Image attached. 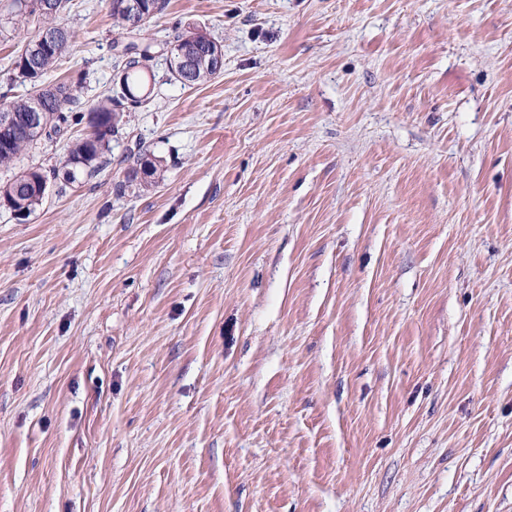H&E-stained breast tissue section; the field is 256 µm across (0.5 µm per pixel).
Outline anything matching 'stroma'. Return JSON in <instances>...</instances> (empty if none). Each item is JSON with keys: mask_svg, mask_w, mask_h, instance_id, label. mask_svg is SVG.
Returning <instances> with one entry per match:
<instances>
[{"mask_svg": "<svg viewBox=\"0 0 512 512\" xmlns=\"http://www.w3.org/2000/svg\"><path fill=\"white\" fill-rule=\"evenodd\" d=\"M61 21L95 106L109 2ZM197 29L224 66L185 88ZM145 36L111 165L0 208V512H512V0H167ZM141 149L163 181L116 194ZM204 31H194L178 34L175 42L178 50L184 56L185 62L170 69L172 78L184 87H193L210 81L221 71L214 61L203 52Z\"/></svg>", "mask_w": 512, "mask_h": 512, "instance_id": "35a3bbf8", "label": "stroma"}]
</instances>
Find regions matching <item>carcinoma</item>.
<instances>
[{
    "label": "carcinoma",
    "mask_w": 512,
    "mask_h": 512,
    "mask_svg": "<svg viewBox=\"0 0 512 512\" xmlns=\"http://www.w3.org/2000/svg\"><path fill=\"white\" fill-rule=\"evenodd\" d=\"M49 11L37 15L15 13V23H35L34 33L12 61V71L16 81L27 84L32 92L24 97L0 102V113L11 112L16 117L14 128L10 135L0 140V165L9 166L25 149L42 139H52L61 130L75 124L87 122L89 133L77 139L69 149L63 173L64 185L79 181L80 175L91 176L103 165L109 163L108 154L111 151L112 134L118 131V125L123 122V112L126 111L127 95L142 103L149 98L151 90L145 61L150 59L151 44L133 40L128 46L130 57L123 60L122 76L116 82L105 102L84 112L78 106V97L74 94L73 86L66 82L46 84V78L53 72L59 58L68 50L72 42V33L59 22L60 15L66 9L67 0H49ZM146 18L144 24L136 29H130L131 18L123 9L125 0H110V11L115 25L124 34L141 35L145 24L160 13L165 3L158 0H141ZM57 34L53 46L49 50L38 49L35 40L42 32ZM205 32L197 30L179 34L175 38L178 50L184 56L183 64L170 71L172 78L184 87H193L210 81L220 73L214 61L203 52ZM40 100L45 117L44 130H33L27 125L24 117L33 109L35 100ZM143 168L141 179L126 181L119 184L120 190L137 184L149 187L163 179L162 160L153 158L144 152L130 166V170ZM42 172L37 169H27L14 176L10 181L0 185V207H6L16 212V217L26 219L42 205L43 198L33 193L32 182L41 178Z\"/></svg>",
    "instance_id": "carcinoma-1"
}]
</instances>
